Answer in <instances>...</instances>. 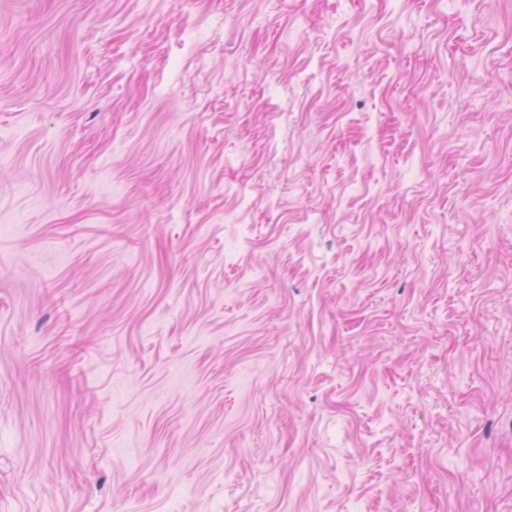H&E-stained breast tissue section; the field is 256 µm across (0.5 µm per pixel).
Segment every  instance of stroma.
Returning a JSON list of instances; mask_svg holds the SVG:
<instances>
[{"label": "stroma", "instance_id": "obj_1", "mask_svg": "<svg viewBox=\"0 0 512 512\" xmlns=\"http://www.w3.org/2000/svg\"><path fill=\"white\" fill-rule=\"evenodd\" d=\"M0 512H512V0H0Z\"/></svg>", "mask_w": 512, "mask_h": 512}]
</instances>
